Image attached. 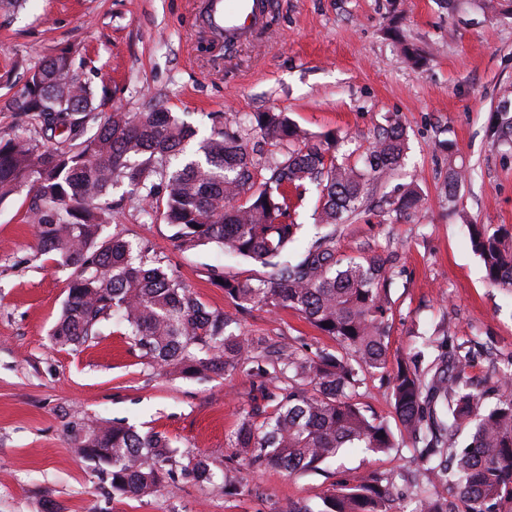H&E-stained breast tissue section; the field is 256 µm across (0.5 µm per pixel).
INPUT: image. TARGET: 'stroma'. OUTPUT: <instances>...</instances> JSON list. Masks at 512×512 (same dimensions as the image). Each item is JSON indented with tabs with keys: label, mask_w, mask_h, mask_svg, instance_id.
Returning <instances> with one entry per match:
<instances>
[{
	"label": "stroma",
	"mask_w": 512,
	"mask_h": 512,
	"mask_svg": "<svg viewBox=\"0 0 512 512\" xmlns=\"http://www.w3.org/2000/svg\"><path fill=\"white\" fill-rule=\"evenodd\" d=\"M267 32L226 52L201 26L203 0H0V138L38 128L8 110L46 60L69 53L106 112L161 106L191 124L194 154L210 133L208 116L283 112L315 136L334 135L338 158L356 161L374 133L399 123L404 166L375 183L362 212L336 234L348 257L398 255L390 289V363L418 357L427 367L434 340L472 343L474 386L496 402V368L512 359V296L490 287L464 222L512 230V152L489 128L512 110V16L492 18L471 0H274ZM418 48L421 67L406 58ZM450 141L469 176L455 201L443 194ZM418 188V212L386 220L379 202L399 185ZM31 195L0 203V512H318L322 496L356 473H397L394 512H413L411 454L343 449L322 471L289 478L236 459L226 436L264 409L256 378L174 376L149 365L117 322L96 339L62 349L50 331L68 294V272L36 249ZM112 222L162 258L210 309L249 336L299 352L336 350L297 312L238 308L210 277L247 279L258 267L202 247L176 249L163 220L145 223L137 203ZM78 412L164 433L181 453L204 455L215 473L198 483L174 472L161 492L112 495L64 429Z\"/></svg>",
	"instance_id": "35a3bbf8"
}]
</instances>
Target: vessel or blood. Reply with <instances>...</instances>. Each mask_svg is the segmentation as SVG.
Instances as JSON below:
<instances>
[{
	"mask_svg": "<svg viewBox=\"0 0 512 512\" xmlns=\"http://www.w3.org/2000/svg\"><path fill=\"white\" fill-rule=\"evenodd\" d=\"M203 24L221 41L253 40L266 24V0H205Z\"/></svg>",
	"mask_w": 512,
	"mask_h": 512,
	"instance_id": "obj_1",
	"label": "vessel or blood"
}]
</instances>
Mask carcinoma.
<instances>
[{"label":"carcinoma","instance_id":"1","mask_svg":"<svg viewBox=\"0 0 512 512\" xmlns=\"http://www.w3.org/2000/svg\"><path fill=\"white\" fill-rule=\"evenodd\" d=\"M483 12L512 16V0H473ZM11 107L40 125L39 142L0 139V202L26 189L37 251L70 272L68 294L51 336L61 349L80 347L116 318L142 356L180 375L243 372L265 381L284 379L263 397L273 410L245 417L229 436L243 460L289 477L317 471L343 448L388 454L412 448L417 464L419 512H499L512 500V359L500 369L503 391L493 405L473 388L467 371L474 358L459 345L437 356L427 370L401 360L388 369L386 319L396 258L344 257L337 227L356 215L370 186L393 174L406 155L397 124L374 133L361 165L337 160L335 140L303 133L283 112H256L250 124L264 137L288 143L281 158L257 166L239 136L236 120L208 115L210 134L193 159L179 160L192 130L161 108L129 114L99 111L72 58L61 54L28 79ZM491 137L512 151V114L499 113ZM445 195L453 200L467 177L451 146ZM125 187L147 220L162 215L185 252L213 245L265 270L249 279L218 274L224 294L241 307L298 312L339 352L300 355L287 345L268 346L232 327L223 312L209 310L160 261L120 232L105 234ZM312 186L318 193L310 239L288 222L290 193ZM413 187L383 200L382 211L421 207ZM472 250L489 283L512 293V232L467 225ZM385 373L399 432L369 416L353 401L366 377ZM65 428L83 458L121 496L159 492L166 467L177 464L169 438L141 433L119 422L71 414ZM469 442L457 447L462 430ZM181 473L212 478L193 456ZM394 477L360 474L322 498L319 512H393ZM446 486L450 500L433 492Z\"/></svg>","mask_w":512,"mask_h":512}]
</instances>
